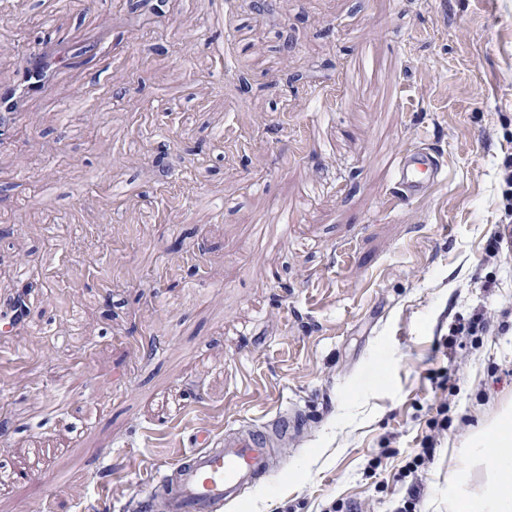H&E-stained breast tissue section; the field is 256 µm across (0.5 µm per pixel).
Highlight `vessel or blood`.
I'll use <instances>...</instances> for the list:
<instances>
[{
  "mask_svg": "<svg viewBox=\"0 0 512 512\" xmlns=\"http://www.w3.org/2000/svg\"><path fill=\"white\" fill-rule=\"evenodd\" d=\"M63 49L57 42L38 44L28 51L29 66L17 82L0 85V150L9 145L8 129L24 119L27 99L50 94L52 81L43 67ZM392 171L398 195L405 201L423 196L445 180L443 162L425 145L394 151ZM305 423L304 413L292 406L268 420H239L225 426L224 441L217 448L211 447L207 435H199L198 447L149 479L141 503L152 512H220L224 503L270 473L280 448Z\"/></svg>",
  "mask_w": 512,
  "mask_h": 512,
  "instance_id": "obj_1",
  "label": "vessel or blood"
}]
</instances>
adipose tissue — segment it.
<instances>
[{
    "mask_svg": "<svg viewBox=\"0 0 512 512\" xmlns=\"http://www.w3.org/2000/svg\"><path fill=\"white\" fill-rule=\"evenodd\" d=\"M490 451L492 472L486 484L467 502L449 501L450 512H512V408L503 407L497 418L477 434Z\"/></svg>",
    "mask_w": 512,
    "mask_h": 512,
    "instance_id": "1",
    "label": "adipose tissue"
}]
</instances>
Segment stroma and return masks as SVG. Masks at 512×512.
<instances>
[{
  "label": "stroma",
  "mask_w": 512,
  "mask_h": 512,
  "mask_svg": "<svg viewBox=\"0 0 512 512\" xmlns=\"http://www.w3.org/2000/svg\"><path fill=\"white\" fill-rule=\"evenodd\" d=\"M129 10L0 0V85L43 39L80 49L0 153V298L28 302L0 333V460L30 475L0 512H127L199 431L286 398L307 426L223 512H396L429 441L418 510L448 512L512 406V251L487 253L512 232V0ZM421 139L448 179L390 205L382 154ZM283 217L287 243L257 232ZM478 311L486 332L449 341Z\"/></svg>",
  "instance_id": "stroma-1"
}]
</instances>
